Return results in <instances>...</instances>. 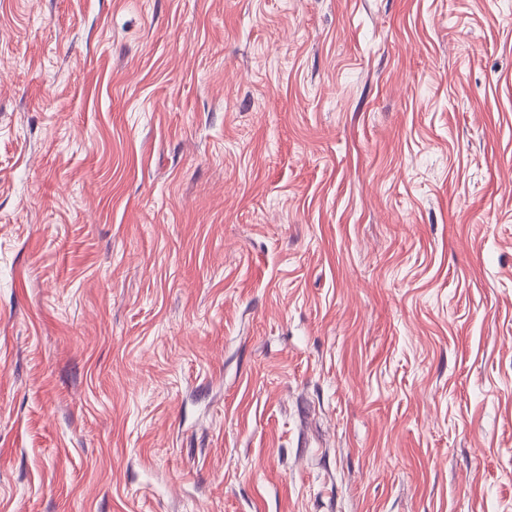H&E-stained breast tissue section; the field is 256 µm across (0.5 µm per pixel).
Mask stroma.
I'll use <instances>...</instances> for the list:
<instances>
[{
    "instance_id": "1",
    "label": "stroma",
    "mask_w": 512,
    "mask_h": 512,
    "mask_svg": "<svg viewBox=\"0 0 512 512\" xmlns=\"http://www.w3.org/2000/svg\"><path fill=\"white\" fill-rule=\"evenodd\" d=\"M0 512H512V0H0Z\"/></svg>"
}]
</instances>
